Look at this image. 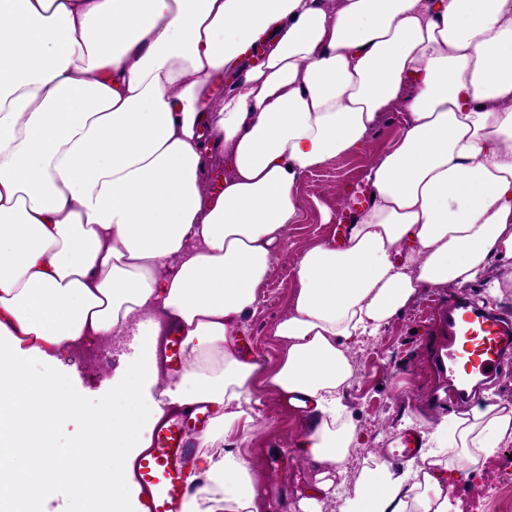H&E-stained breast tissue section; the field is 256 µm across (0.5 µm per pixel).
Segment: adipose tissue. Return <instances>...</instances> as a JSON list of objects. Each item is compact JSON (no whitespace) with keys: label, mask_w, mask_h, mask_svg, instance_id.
Instances as JSON below:
<instances>
[{"label":"adipose tissue","mask_w":512,"mask_h":512,"mask_svg":"<svg viewBox=\"0 0 512 512\" xmlns=\"http://www.w3.org/2000/svg\"><path fill=\"white\" fill-rule=\"evenodd\" d=\"M231 82L222 98L213 90ZM399 137L341 244H317L274 336L267 384L302 411L294 452L322 469L301 500L341 489L362 439L347 414L351 348L425 291L512 267V0H0V505L141 512L128 464L164 404L210 403L184 512H259L258 472L217 441L248 432L261 366L235 353L276 249L300 223L301 175L366 150L385 112ZM223 152L219 191L203 175ZM180 380L158 365L168 322ZM138 326L112 379L118 408L85 421L28 359ZM83 428L70 451L54 426ZM397 468L374 458L341 512H448V480L512 445V405L423 433Z\"/></svg>","instance_id":"ef3b65f1"}]
</instances>
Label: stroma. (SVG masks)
<instances>
[{"mask_svg": "<svg viewBox=\"0 0 512 512\" xmlns=\"http://www.w3.org/2000/svg\"><path fill=\"white\" fill-rule=\"evenodd\" d=\"M405 121L403 108L394 107L386 112L365 151L337 157L302 175L294 190L302 221L289 227L275 256L260 289L259 304L246 320L240 356L269 367L276 363L280 349L272 333L287 313L297 287V260L314 244L335 238L337 224L349 222L358 212L355 190L364 184V173L380 151L401 133ZM447 298L444 288L425 293L379 336L353 347L354 378L344 400L363 442L346 464L347 488H354L370 457L380 456L394 466H404L405 435L421 433L450 417L447 407L431 408L424 403L427 394L439 387L440 379L432 360L431 339L419 320L421 310ZM136 348V336H111L71 346L50 362L30 361L28 370L35 376L49 370L65 374L91 415L111 403L112 376L134 357ZM256 397L258 402L251 410L255 429L237 445L262 476L257 485L262 512H301L299 501L314 487L318 475L313 465L298 461L291 452L305 428L302 416L284 406L273 390L257 391Z\"/></svg>", "mask_w": 512, "mask_h": 512, "instance_id": "stroma-1", "label": "stroma"}]
</instances>
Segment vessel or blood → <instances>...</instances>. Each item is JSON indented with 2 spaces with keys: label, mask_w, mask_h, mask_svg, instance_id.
Listing matches in <instances>:
<instances>
[{
  "label": "vessel or blood",
  "mask_w": 512,
  "mask_h": 512,
  "mask_svg": "<svg viewBox=\"0 0 512 512\" xmlns=\"http://www.w3.org/2000/svg\"><path fill=\"white\" fill-rule=\"evenodd\" d=\"M437 336L435 360L447 385L433 406L469 404L483 389L498 384L505 364L512 361V313L479 303L466 291L452 292L440 307ZM182 341L179 326L171 325L161 350L167 374L184 367ZM209 418L208 406L198 404L158 423L150 447L131 463L142 512H182L189 493L183 473Z\"/></svg>",
  "instance_id": "obj_1"
}]
</instances>
